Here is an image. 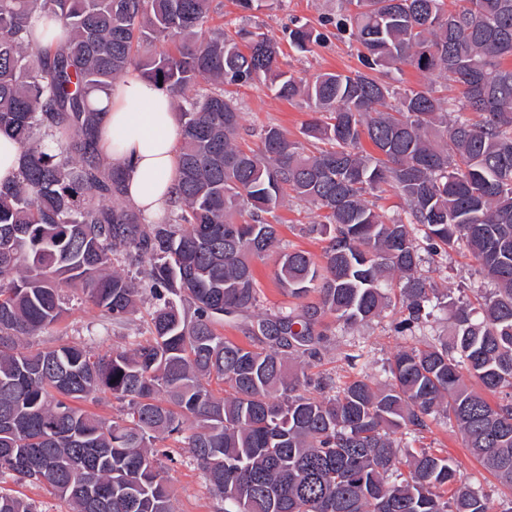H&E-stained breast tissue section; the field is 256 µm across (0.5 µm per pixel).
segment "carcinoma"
I'll return each instance as SVG.
<instances>
[{"label":"carcinoma","mask_w":512,"mask_h":512,"mask_svg":"<svg viewBox=\"0 0 512 512\" xmlns=\"http://www.w3.org/2000/svg\"><path fill=\"white\" fill-rule=\"evenodd\" d=\"M445 2L339 0L323 25L359 44L363 69L303 80L267 34L210 27L212 0H0V134L21 150L17 180L0 187V476L48 485L71 512H171L156 442L172 439L224 512H497L448 457L394 439L454 425L512 491V0ZM39 17L67 30L51 53L34 48ZM321 38L288 31L301 52ZM405 66L451 75L459 94L393 84ZM130 68L178 101L172 224L140 223L122 203L125 168L98 153L88 93ZM250 85L310 108L302 139L269 126L241 145L224 88ZM387 186L403 212L369 203ZM290 191L332 231L319 262L267 219ZM460 250L486 280L473 301L418 273ZM123 251L142 263L137 282L114 269ZM271 254L302 304L258 319L259 345L244 346L217 324L256 307L252 261ZM63 284L115 323L149 292V338L130 352L19 351L61 319ZM444 304L450 339L398 351L382 383L360 375L311 395L326 319L345 330L392 306L393 331L412 336ZM96 393L120 413L77 405ZM0 512L37 510L0 491Z\"/></svg>","instance_id":"obj_1"}]
</instances>
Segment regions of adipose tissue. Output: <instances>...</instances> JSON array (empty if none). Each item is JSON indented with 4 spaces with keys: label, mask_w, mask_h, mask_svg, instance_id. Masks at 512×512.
<instances>
[{
    "label": "adipose tissue",
    "mask_w": 512,
    "mask_h": 512,
    "mask_svg": "<svg viewBox=\"0 0 512 512\" xmlns=\"http://www.w3.org/2000/svg\"><path fill=\"white\" fill-rule=\"evenodd\" d=\"M90 104L101 112V156L125 165L127 201L144 223H155L177 187L180 123L173 98L131 69L109 94L91 95Z\"/></svg>",
    "instance_id": "adipose-tissue-1"
}]
</instances>
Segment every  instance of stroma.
Wrapping results in <instances>:
<instances>
[{
	"label": "stroma",
	"mask_w": 512,
	"mask_h": 512,
	"mask_svg": "<svg viewBox=\"0 0 512 512\" xmlns=\"http://www.w3.org/2000/svg\"><path fill=\"white\" fill-rule=\"evenodd\" d=\"M336 0H285L284 4L258 11L257 20L265 32L282 38L291 19H299L312 27H319L323 16L336 13ZM285 69L303 79L320 72L347 71L359 68L355 43L345 39L329 38L312 52L302 53L285 48L281 57ZM242 114V136H249L267 125H275L287 131L290 138L300 136V129L311 114L304 104L289 103L275 97L265 87L243 88L236 95ZM279 231L283 241L290 247L308 251L320 257L326 244L324 237L312 232L318 223V212L296 199H288L276 211ZM473 259L460 254H450L440 272H432L429 264H422L423 275L432 276L438 287L450 291L452 298L467 299L480 288L481 280L475 273ZM259 292L256 308L237 314L230 320L218 324L224 336L241 344L248 343L249 329L257 317L288 311L296 308L295 299L286 296L274 279L275 260L267 257L254 262ZM146 313H138L132 322L115 325L100 316L96 307L81 299H71L61 320L49 331L28 336L19 343L20 349L33 345L52 347L62 342H77L92 350L105 353L127 348L144 326ZM394 312H386L381 319L367 325L336 331L321 350L319 373L332 378L335 384H343L355 375H367L379 380L382 367L398 350L413 344H423V337H403L393 331ZM360 354L357 365H350L346 356ZM417 446L429 448L453 459L459 482L480 489L493 499L497 512H512V495L502 493L497 481L464 448L456 428L443 423L431 424L420 433ZM172 462L167 476L172 489L173 512H221L223 504L209 490L202 471L197 467L191 452L186 448L172 449Z\"/></svg>",
	"instance_id": "obj_1"
}]
</instances>
